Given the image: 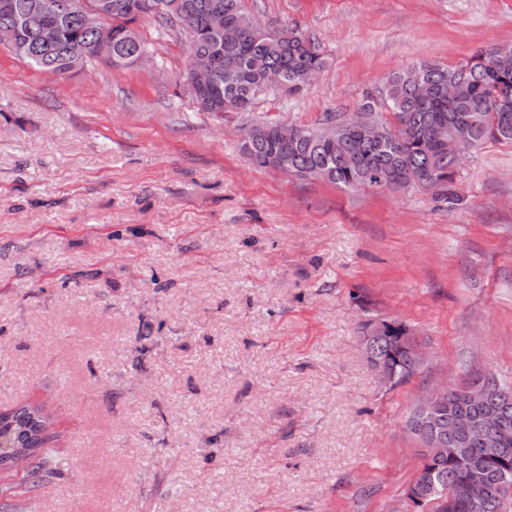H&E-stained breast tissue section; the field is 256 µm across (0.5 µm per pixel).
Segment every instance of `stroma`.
Instances as JSON below:
<instances>
[{"mask_svg": "<svg viewBox=\"0 0 512 512\" xmlns=\"http://www.w3.org/2000/svg\"><path fill=\"white\" fill-rule=\"evenodd\" d=\"M243 3L327 59L245 112L198 111L185 38L150 19L133 68L61 77L0 47V411L44 405L65 464L9 512H417L422 395L512 382V143L471 151L452 209L241 150L253 124L319 127L390 73L512 42V0ZM379 318L427 353L395 387L363 351Z\"/></svg>", "mask_w": 512, "mask_h": 512, "instance_id": "stroma-1", "label": "stroma"}]
</instances>
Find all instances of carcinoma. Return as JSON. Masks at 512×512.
<instances>
[{
	"label": "carcinoma",
	"mask_w": 512,
	"mask_h": 512,
	"mask_svg": "<svg viewBox=\"0 0 512 512\" xmlns=\"http://www.w3.org/2000/svg\"><path fill=\"white\" fill-rule=\"evenodd\" d=\"M12 12L0 10V38L22 40L29 44L31 55L25 62L39 69L67 75L71 55L83 53L86 65L127 67L126 59L149 52L144 40L129 26L145 18L144 5L152 0H109L111 9L105 22L112 30V55L96 51L97 35L83 27L80 19L66 13L67 0H48L55 5L53 20L62 28L58 46L46 52L36 35L16 26V17L38 0H10ZM164 11L149 17L157 24L160 39L176 36L188 25L199 32L189 45V54L214 49L209 30L217 22L234 23L244 13L243 0H160ZM500 44L492 43L474 52L465 62L445 66L423 62L410 69L390 74L383 85L380 101L367 99L366 104H380L392 119L383 122L384 140L362 146L348 132L336 143L316 137L312 129L291 126L292 136L279 133L277 123H259L245 134L242 149L260 168L276 170L286 167L288 174L300 179L324 180L343 189L381 188L395 192L441 186V198L451 205L460 201L454 190L460 162L438 146L443 135L457 133L473 145L485 141L512 143V52L498 55ZM223 66L209 81L199 84L196 92L202 112L222 114L223 101L235 104L239 112L247 110L267 90L261 87L269 71L282 75L279 90L289 94L301 91L312 79L311 73L324 67L319 42L297 29L284 27L270 32L258 23L245 34L237 46L223 49ZM454 81L459 95L448 101V82ZM382 331L370 346L377 359L385 358L398 365L397 382L405 383L421 368L418 340L409 326L395 319L380 320ZM464 388L449 390L448 408L442 417V430L455 412H466L481 422L485 411L500 409L512 424V401L491 395L483 406H471ZM54 418L41 406L25 405L0 413V472L7 470L13 456L22 452L29 458L21 484L36 490L46 481L64 473L62 460L45 449L52 437ZM472 453L457 452V444L448 440V454L440 456L427 448L420 458L418 474L410 488L420 491L424 505L432 512H472L465 498L457 495L469 469L483 467L489 472L490 490L481 512H503L512 494L500 491L499 473L512 474V437L494 459L482 455L478 438L470 441Z\"/></svg>",
	"instance_id": "1"
}]
</instances>
